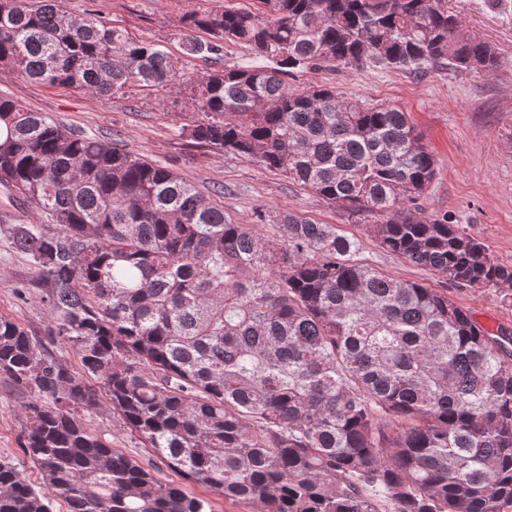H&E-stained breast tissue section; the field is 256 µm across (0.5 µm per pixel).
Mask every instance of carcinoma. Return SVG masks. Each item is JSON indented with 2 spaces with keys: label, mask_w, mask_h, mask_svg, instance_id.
I'll list each match as a JSON object with an SVG mask.
<instances>
[{
  "label": "carcinoma",
  "mask_w": 512,
  "mask_h": 512,
  "mask_svg": "<svg viewBox=\"0 0 512 512\" xmlns=\"http://www.w3.org/2000/svg\"><path fill=\"white\" fill-rule=\"evenodd\" d=\"M184 15L188 55L249 46L190 75L180 58L63 0H0V65L98 97L182 96L197 143L278 170L362 222L377 245L459 288H512V266L416 201L433 153L396 106L294 88L322 62L489 74L496 48L448 0H260ZM196 31L208 41L192 37ZM0 188L46 223L1 224L57 321L0 315V377L32 394L22 450L0 460V512H213L84 427L97 390L182 480L259 512H512V329L357 259L335 224L288 214L270 239L171 169L0 96Z\"/></svg>",
  "instance_id": "obj_1"
}]
</instances>
